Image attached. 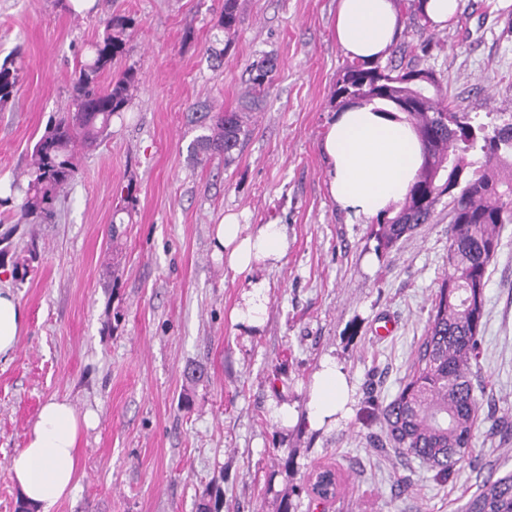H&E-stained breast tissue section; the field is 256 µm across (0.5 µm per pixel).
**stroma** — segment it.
Listing matches in <instances>:
<instances>
[{
    "instance_id": "stroma-1",
    "label": "stroma",
    "mask_w": 512,
    "mask_h": 512,
    "mask_svg": "<svg viewBox=\"0 0 512 512\" xmlns=\"http://www.w3.org/2000/svg\"><path fill=\"white\" fill-rule=\"evenodd\" d=\"M224 0H0V62L20 82L0 108V197L51 119L72 111L71 82L107 23L122 51L112 74L134 68L129 107L61 193L54 219L19 223L0 208V288L27 324L0 360V512L21 498L11 460L41 405L94 410L78 448L77 487L51 512H277L309 474L333 465L348 485L325 512H457L489 472L512 469V440L492 433L512 414V224L485 288L480 373L487 383L476 462L437 482L417 461L377 446L372 400L392 399L422 343L431 298L447 270L448 210L377 251L376 220L351 222L327 189L321 142L336 110L345 59L331 36L336 0H237L224 33ZM432 58L450 104L512 113V0H459L432 33ZM276 63L259 109L243 111L250 68ZM243 112L248 134L232 162H197L194 112ZM278 224L288 251L273 267L237 277L212 248L226 212ZM38 258L25 281L13 264L27 243ZM267 282V317L236 323L249 279ZM353 387L336 426L308 423L310 387L326 359ZM204 369L192 385L188 368ZM296 412L282 426L281 407ZM294 463L283 468L281 453ZM408 475L413 490L399 494Z\"/></svg>"
}]
</instances>
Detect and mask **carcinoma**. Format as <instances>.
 <instances>
[{"instance_id": "cac0c4a2", "label": "carcinoma", "mask_w": 512, "mask_h": 512, "mask_svg": "<svg viewBox=\"0 0 512 512\" xmlns=\"http://www.w3.org/2000/svg\"><path fill=\"white\" fill-rule=\"evenodd\" d=\"M409 23L427 28L418 0H399ZM237 0H224L218 26L237 27ZM122 40L110 33L90 46L91 60L80 65L72 82L74 111L48 125L34 145L22 217L44 220L76 173V146H94L108 133L114 116L131 102L133 69L108 84L100 80L120 52ZM426 46L395 47L386 61L372 65L344 60L332 92L336 107L358 102L394 105L417 130L424 162L400 211L378 220L376 250L387 251L406 234L433 221L438 203L448 199V272L433 295L426 336L397 395L375 410L384 427V443L403 457L429 465L445 482L473 463V438L485 395L477 383L478 357L488 269L496 257L500 231L512 224V122L490 126L477 115L451 110L447 90ZM273 59L251 67L247 104L259 103L272 82ZM426 72L432 83L416 86L410 75ZM19 70L0 64V108L15 95ZM195 123L204 130L193 150L204 162L214 155L234 159L246 130L240 112H201ZM311 499L333 500L338 493L330 468L305 487ZM458 512H512V470L490 474Z\"/></svg>"}]
</instances>
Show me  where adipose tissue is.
Wrapping results in <instances>:
<instances>
[{"instance_id":"obj_1","label":"adipose tissue","mask_w":512,"mask_h":512,"mask_svg":"<svg viewBox=\"0 0 512 512\" xmlns=\"http://www.w3.org/2000/svg\"><path fill=\"white\" fill-rule=\"evenodd\" d=\"M400 27L397 0H338L333 35L344 54L373 62L386 59ZM332 201L350 218H391L399 211L423 163L421 142L393 105L354 104L336 112L322 142ZM213 252L232 275L276 265L288 239L276 224H244L225 214L212 236ZM15 295L0 289V358L15 350L25 327ZM349 385L334 360H326L311 388L308 421L318 429L346 413ZM97 422L94 411L77 412L67 399L52 398L39 409L24 448L11 463L23 502L50 512L76 485V457L83 430Z\"/></svg>"}]
</instances>
